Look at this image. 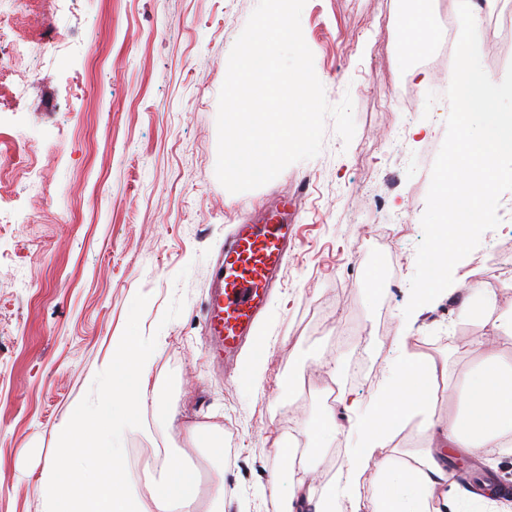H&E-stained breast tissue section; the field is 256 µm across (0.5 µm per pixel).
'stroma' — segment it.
<instances>
[{"instance_id": "stroma-1", "label": "stroma", "mask_w": 512, "mask_h": 512, "mask_svg": "<svg viewBox=\"0 0 512 512\" xmlns=\"http://www.w3.org/2000/svg\"><path fill=\"white\" fill-rule=\"evenodd\" d=\"M256 5L59 0L48 25L66 34L64 48L28 59L27 84L0 98V139L26 162L0 180V512H43L42 477L61 463L71 418L96 402L120 337L150 352L149 384L177 412L167 424L142 409L124 443L126 489L140 494L139 470L174 448L201 475L200 512L221 474L237 490L261 492L282 465L274 448L283 425L301 437L333 415L316 400L289 401L290 380L334 381L365 415L397 361L429 189L420 161L441 134L430 108L377 105L412 83L416 61L399 50L401 2L306 0L301 27L315 72L329 104L351 96L355 135L343 143L326 120L316 157L234 194L215 174L218 95ZM477 35L490 79L504 77L512 45L490 21ZM301 176L310 185L289 208L294 257L254 331L265 348L260 387L225 382L206 353L214 263L233 225L292 196ZM499 216L467 256L460 293L491 286L512 191ZM371 224L396 231L373 259L356 251ZM452 326L494 331L445 297L419 315L418 349L449 356L454 386L478 357L457 350ZM228 419L236 432L225 430ZM350 445L343 428L320 436L309 450L313 478L331 479ZM452 466L463 479L492 474L512 486V455L477 451Z\"/></svg>"}]
</instances>
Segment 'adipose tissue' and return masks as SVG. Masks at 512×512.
Returning a JSON list of instances; mask_svg holds the SVG:
<instances>
[{"label": "adipose tissue", "mask_w": 512, "mask_h": 512, "mask_svg": "<svg viewBox=\"0 0 512 512\" xmlns=\"http://www.w3.org/2000/svg\"><path fill=\"white\" fill-rule=\"evenodd\" d=\"M480 325H492L512 342V321L496 314L492 291L473 288L461 303ZM401 355L392 368L378 408L359 423L358 445L346 458L336 481L319 485L303 478L283 485L280 472L268 475L264 493L280 498L284 512H333L337 493L359 486L370 477L368 512H506V495L497 480L486 476L484 493L451 484L450 451L492 453L512 451V363L499 350L487 348L482 336L472 344L483 353L453 398L454 416H436L438 388L449 379L446 358L418 352L417 336L399 338ZM113 366L124 367L137 381L113 377L102 387L91 410L79 411L63 440L64 454L75 462L81 478L67 481L47 471L41 485L46 512H136L125 488V458L119 445L144 404H152L158 420L170 418V407L149 390L151 359L134 352L128 340L117 344ZM417 424L424 434L423 447L404 451L393 447L396 435ZM148 486L146 512H198L200 485L195 472L173 466L164 458Z\"/></svg>", "instance_id": "obj_1"}]
</instances>
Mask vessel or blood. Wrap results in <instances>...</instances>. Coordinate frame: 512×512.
Wrapping results in <instances>:
<instances>
[{
    "instance_id": "vessel-or-blood-1",
    "label": "vessel or blood",
    "mask_w": 512,
    "mask_h": 512,
    "mask_svg": "<svg viewBox=\"0 0 512 512\" xmlns=\"http://www.w3.org/2000/svg\"><path fill=\"white\" fill-rule=\"evenodd\" d=\"M294 225L277 211L262 223L238 225L213 271L208 308L209 353L233 359L261 315L277 276L288 262Z\"/></svg>"
}]
</instances>
